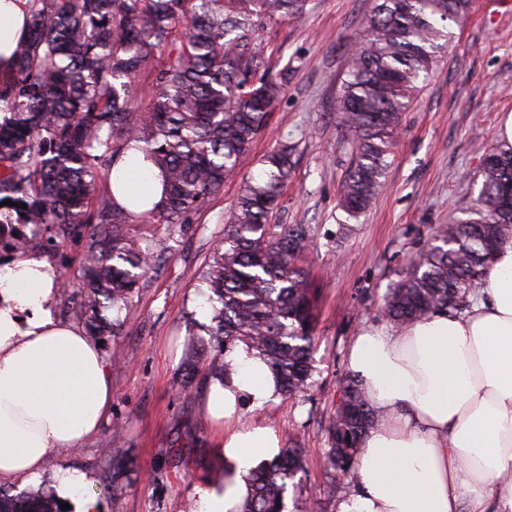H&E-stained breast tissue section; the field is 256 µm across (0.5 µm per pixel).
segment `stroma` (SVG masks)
Listing matches in <instances>:
<instances>
[{
  "instance_id": "35a3bbf8",
  "label": "stroma",
  "mask_w": 512,
  "mask_h": 512,
  "mask_svg": "<svg viewBox=\"0 0 512 512\" xmlns=\"http://www.w3.org/2000/svg\"><path fill=\"white\" fill-rule=\"evenodd\" d=\"M371 7L372 0H310L301 24L274 19L256 32L266 68L287 71L288 86L238 176L189 216L183 233L135 224L159 263L134 298L133 331L102 339L112 372L110 420L83 447L53 452L40 482L1 483L0 495L51 489L57 470L72 467L91 474L89 491L101 512H198L199 489L228 465L221 430L205 408L209 356L198 360L191 394L180 391L187 341L197 323L210 320L201 306V273L244 179L283 138L295 156L278 221L315 230L306 255L318 289L313 371L302 396L281 395L260 409L246 403L240 415L243 424L272 428L282 446L302 449L285 512H337L353 493V483L334 476L323 460L351 342L362 328L382 323L383 296L426 245L431 227L474 205L477 142L497 139L512 113V0H474L468 20L453 27L448 50L418 83L382 189L367 213L348 219L338 206L350 155L336 100ZM116 430L122 440L110 457L103 444Z\"/></svg>"
}]
</instances>
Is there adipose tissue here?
<instances>
[{
    "mask_svg": "<svg viewBox=\"0 0 512 512\" xmlns=\"http://www.w3.org/2000/svg\"><path fill=\"white\" fill-rule=\"evenodd\" d=\"M30 0H0V71L27 31ZM147 172L132 200L127 177ZM112 193L134 214L162 206L158 170L128 151L110 172ZM56 273L38 252L0 265V481L33 483L51 452L96 437L112 412V374L84 330L55 313ZM225 385H212L209 413L227 429L224 452L237 477L203 489L199 512H231L242 479L279 451L275 433L238 423L242 401L260 408L277 387L264 362L237 348ZM383 421L362 443L355 491L338 512H512V240L502 244L462 311L438 312L403 328L360 330L348 353ZM54 487L76 512H100L90 476L59 470Z\"/></svg>",
    "mask_w": 512,
    "mask_h": 512,
    "instance_id": "1",
    "label": "adipose tissue"
}]
</instances>
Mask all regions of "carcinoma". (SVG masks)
<instances>
[{"instance_id":"1","label":"carcinoma","mask_w":512,"mask_h":512,"mask_svg":"<svg viewBox=\"0 0 512 512\" xmlns=\"http://www.w3.org/2000/svg\"><path fill=\"white\" fill-rule=\"evenodd\" d=\"M308 3L32 0L28 35L12 69L0 73V252L56 251L82 239L81 290L58 281V294L89 332L131 331L129 319L106 312L129 308L155 269L154 252L132 224H183L236 175L288 82L284 73L261 72L253 34L274 18L301 21ZM471 5L373 0L336 105L350 135L339 203L348 217L360 218L382 187L416 83L450 43L448 23L465 22ZM158 54L165 63L155 64ZM145 73L152 75L147 105L139 85ZM131 149L160 171V210L135 215L110 191L107 172ZM293 156L284 139L260 160L203 274V300L212 310L204 332L218 348L212 374L228 378L225 357L243 345L289 397L308 386L317 323L303 261L314 229L276 223ZM476 179V206L432 227L427 245L390 284L381 310L393 326L466 308L496 246L512 238V144H484ZM340 391L343 410L329 419L325 458L354 479L358 448L380 415L353 375ZM301 469L300 449L291 446L249 470L240 512H284L277 501H285ZM0 512H58V503L44 493L0 496Z\"/></svg>"}]
</instances>
